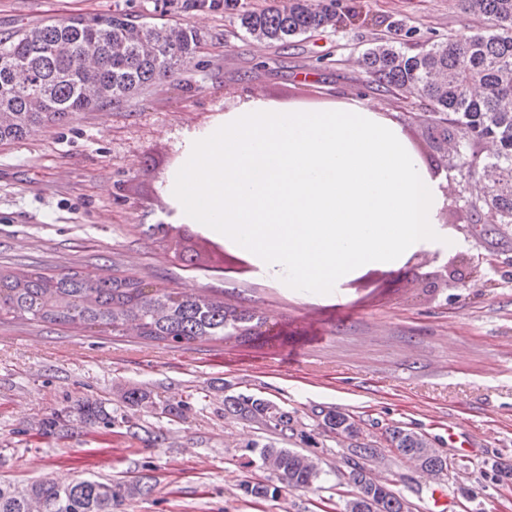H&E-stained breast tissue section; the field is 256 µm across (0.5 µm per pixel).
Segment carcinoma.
Masks as SVG:
<instances>
[{
  "mask_svg": "<svg viewBox=\"0 0 512 512\" xmlns=\"http://www.w3.org/2000/svg\"><path fill=\"white\" fill-rule=\"evenodd\" d=\"M458 2L462 12L487 19L489 28L428 45L400 22L393 36L366 49L362 65L369 83L427 107L424 133L436 154L448 155V141L458 139L460 171L466 179L478 176L486 188L469 205L471 222L479 224L485 215L497 224H512V0ZM237 4L224 0V10L236 12L246 35L280 44L336 27L347 9L343 0H287L281 6L241 12ZM201 41V33L191 26L138 22L123 13L50 21L0 37V142L22 140L76 112L121 104L190 63ZM485 141L496 144L494 153H482ZM14 320L131 332L149 343L179 346L249 342L264 325L262 317L244 307L161 288L135 276L0 270V323ZM149 399L143 388L129 389L123 396L131 407ZM274 406L246 395L224 398L225 412L252 420L286 441L294 436L298 419L280 407L269 415ZM73 415L86 425L112 427L106 402L89 398L45 418L43 427L62 437L65 421ZM347 418L331 410L322 414L320 427L346 436L351 456L371 457V444L346 433ZM386 440L407 460L439 466L413 430L391 426ZM255 463L278 481L241 484L244 494L256 499L272 501L286 488L308 489L323 473L312 456L272 442L263 444L257 460L247 465ZM347 483L354 491L344 512H404L403 499L391 484L373 487L359 463L351 466ZM154 489L149 474L116 482L83 479L67 486L50 479L22 487L0 482V512H119Z\"/></svg>",
  "mask_w": 512,
  "mask_h": 512,
  "instance_id": "obj_1",
  "label": "carcinoma"
}]
</instances>
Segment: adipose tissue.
<instances>
[{"label":"adipose tissue","instance_id":"ef3b65f1","mask_svg":"<svg viewBox=\"0 0 512 512\" xmlns=\"http://www.w3.org/2000/svg\"><path fill=\"white\" fill-rule=\"evenodd\" d=\"M162 193L181 224L223 234L310 292L442 238L445 176L379 104L302 111L251 96L184 133Z\"/></svg>","mask_w":512,"mask_h":512}]
</instances>
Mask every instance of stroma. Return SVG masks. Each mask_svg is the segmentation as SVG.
Returning <instances> with one entry per match:
<instances>
[{"instance_id":"stroma-1","label":"stroma","mask_w":512,"mask_h":512,"mask_svg":"<svg viewBox=\"0 0 512 512\" xmlns=\"http://www.w3.org/2000/svg\"><path fill=\"white\" fill-rule=\"evenodd\" d=\"M336 28L281 45L245 36L223 9L185 11L169 0H0V37L40 23L121 9L158 24H190L204 42L190 63L121 107L79 112L25 139L0 143V268L52 274L133 275L188 293L223 295L262 314L252 344L149 345L135 335L30 321L0 324V480H126L150 474L152 495L126 512H342L337 484L349 472L336 435L317 429L320 411L360 422L377 442L375 472L392 481L411 512H512V484L492 465L512 466V227L480 233L455 201L461 176L446 173L453 199L440 228L453 248H419L397 263L348 274L312 293L273 282L253 257L198 224L171 220L161 186L178 162L183 131L201 128L259 93L286 107L319 110L350 98L377 101L423 157L432 150L418 107L367 86L362 55L396 20L420 40L478 32L482 20L456 0H350ZM201 253L188 267L186 236ZM147 389L151 407L121 394ZM269 399L295 412L321 480L282 490L279 501L246 497L265 479L250 444L273 441L255 423L225 413L230 395ZM92 397L121 421L109 428L71 420L65 437L41 420ZM190 403L184 417L165 404ZM401 426L427 435L453 468L428 481L381 434ZM162 432L152 442L151 432Z\"/></svg>"}]
</instances>
